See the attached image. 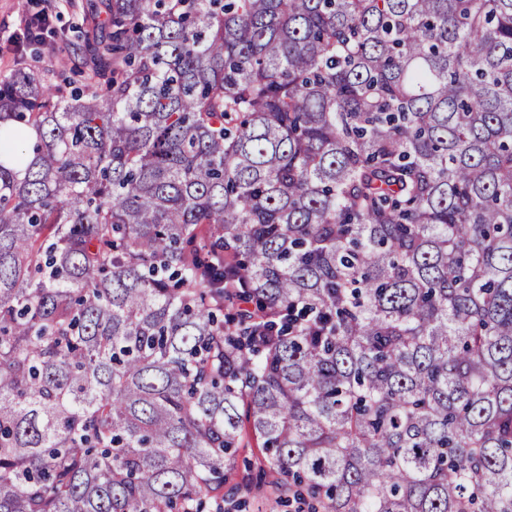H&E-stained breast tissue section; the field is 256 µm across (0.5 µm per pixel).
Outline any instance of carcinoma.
<instances>
[{
	"label": "carcinoma",
	"mask_w": 512,
	"mask_h": 512,
	"mask_svg": "<svg viewBox=\"0 0 512 512\" xmlns=\"http://www.w3.org/2000/svg\"><path fill=\"white\" fill-rule=\"evenodd\" d=\"M0 78V512H512V0H100ZM233 310L224 319V308ZM273 481L275 477L264 470L260 448L251 441L247 448H240L236 467L224 485V501L221 492L206 511L216 512L218 504L223 512H308L312 505L321 510L302 489L280 493L270 487Z\"/></svg>",
	"instance_id": "carcinoma-1"
}]
</instances>
